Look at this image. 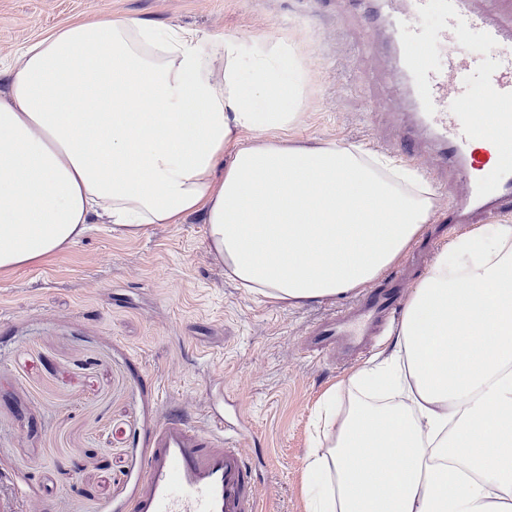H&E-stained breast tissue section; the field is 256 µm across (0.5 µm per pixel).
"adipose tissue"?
<instances>
[{
    "label": "adipose tissue",
    "instance_id": "ef3b65f1",
    "mask_svg": "<svg viewBox=\"0 0 512 512\" xmlns=\"http://www.w3.org/2000/svg\"><path fill=\"white\" fill-rule=\"evenodd\" d=\"M0 83V272L92 224L136 236L198 214L229 277L301 304L363 288L433 210L414 170L278 141L307 86L279 38L95 13L27 45ZM322 437L309 512H512V224L437 256L389 348L331 389Z\"/></svg>",
    "mask_w": 512,
    "mask_h": 512
}]
</instances>
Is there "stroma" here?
<instances>
[{"instance_id":"obj_1","label":"stroma","mask_w":512,"mask_h":512,"mask_svg":"<svg viewBox=\"0 0 512 512\" xmlns=\"http://www.w3.org/2000/svg\"><path fill=\"white\" fill-rule=\"evenodd\" d=\"M409 0H0V63L90 10L183 26L204 39L288 41L310 76L289 142H351L416 169L442 213L457 186L413 142L409 90L376 15ZM349 296L259 301L224 274L192 216L129 238L97 224L45 262L0 273V512H131L148 439L166 417L203 427L246 411L244 449L261 512H306L302 478L324 392L384 348L378 327L352 363L309 355L312 326Z\"/></svg>"}]
</instances>
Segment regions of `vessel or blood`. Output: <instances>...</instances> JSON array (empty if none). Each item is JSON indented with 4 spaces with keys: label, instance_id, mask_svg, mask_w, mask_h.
Here are the masks:
<instances>
[{
    "label": "vessel or blood",
    "instance_id": "obj_1",
    "mask_svg": "<svg viewBox=\"0 0 512 512\" xmlns=\"http://www.w3.org/2000/svg\"><path fill=\"white\" fill-rule=\"evenodd\" d=\"M432 10L445 22L442 38L448 50L443 65L406 53L400 71L415 76L418 121L466 185L449 204L448 221L467 224L475 215L491 217L512 206V162L492 163L491 153L481 146L489 126L496 132L497 147L512 145V21L504 23L474 9L472 0H411L409 12L387 19L392 41L420 39L416 20ZM474 31L487 54L477 56L466 49ZM472 72L484 76L479 100L465 81ZM403 286V277L395 275L367 289L313 328L306 351L325 355L339 342L345 350H356L377 323L397 314ZM250 441L244 424H229L216 411L210 412L204 429L177 416L163 420L149 440L144 485L131 512H259L253 472L243 452Z\"/></svg>",
    "mask_w": 512,
    "mask_h": 512
}]
</instances>
